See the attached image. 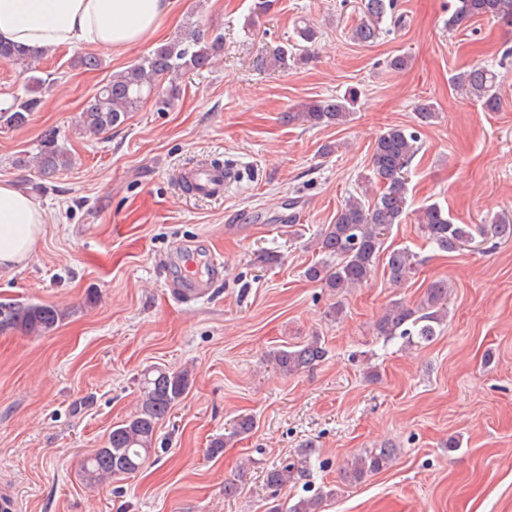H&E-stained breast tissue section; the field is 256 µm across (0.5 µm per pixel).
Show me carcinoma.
Masks as SVG:
<instances>
[{
    "mask_svg": "<svg viewBox=\"0 0 512 512\" xmlns=\"http://www.w3.org/2000/svg\"><path fill=\"white\" fill-rule=\"evenodd\" d=\"M364 20L352 29L351 37L360 43H369L381 33L398 27L404 21L396 12V0H362ZM479 18L497 19L512 27V0H454L448 17V27L459 28ZM222 47V37L212 36L197 25L158 45L131 67L115 73L98 89L80 114L78 129L97 134L121 125L127 114L136 111L152 98L162 83L168 86L157 98L154 106L166 112L179 94L173 76L198 71L209 66L212 57ZM36 52L0 42V62L20 67L28 73L26 95L0 106V128L15 129L29 121L40 105L36 94L47 84L38 75L31 62ZM453 87L479 102L486 112H497L502 106L498 76L483 64H476L453 77ZM358 93L351 89L343 96L313 101L288 112V122L311 127L343 125L354 112ZM421 148L418 132L404 127H389L374 142L370 159L373 176L381 187L371 196H351L336 213L334 223L321 231L317 246L324 261L314 263L305 270L311 281L338 296L351 288L368 283L380 260L385 231L398 224L405 213L408 182L405 174ZM35 162L38 173L44 177L70 167V158L58 144L55 131L41 137L33 159L18 157L15 166L30 167ZM416 220L427 242L442 252L453 253L474 240L472 229L454 224L443 209L435 204L420 207ZM492 236L512 241V219L495 217L489 228ZM479 228L480 232L487 230ZM415 265V255L406 247L394 248L385 255V270L391 284H404ZM448 313V281L432 282L423 299L415 307L402 301H392L375 322L379 336L400 337L410 345L431 342L437 335L436 326ZM69 312L53 305L0 301V332L19 330L27 336H47L67 318ZM326 349L313 339L303 345L281 349L274 354L275 365L283 376L292 375L321 361ZM187 370L152 369L139 381L142 394L141 409L134 417L114 426L107 444L95 450L82 464L83 479L98 484L112 477L137 471L154 450L157 424L165 419L190 385ZM255 426L253 417H238L230 433L216 438L210 448L213 455L222 453L231 440L250 433ZM314 452L309 447L301 451L300 460L283 462L266 472L267 486L281 489L294 476L301 473L303 463ZM393 451L381 447L355 458L351 467L343 470V478L359 482L365 476L381 472L392 463ZM336 495L335 490L321 491L314 496L300 497L282 506L275 504L269 512H320L323 502Z\"/></svg>",
    "mask_w": 512,
    "mask_h": 512,
    "instance_id": "carcinoma-1",
    "label": "carcinoma"
}]
</instances>
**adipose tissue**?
I'll list each match as a JSON object with an SVG mask.
<instances>
[{"mask_svg": "<svg viewBox=\"0 0 512 512\" xmlns=\"http://www.w3.org/2000/svg\"><path fill=\"white\" fill-rule=\"evenodd\" d=\"M172 0H0V41L25 48L95 45L122 52L154 36ZM44 212L0 181V269L27 261Z\"/></svg>", "mask_w": 512, "mask_h": 512, "instance_id": "obj_1", "label": "adipose tissue"}]
</instances>
